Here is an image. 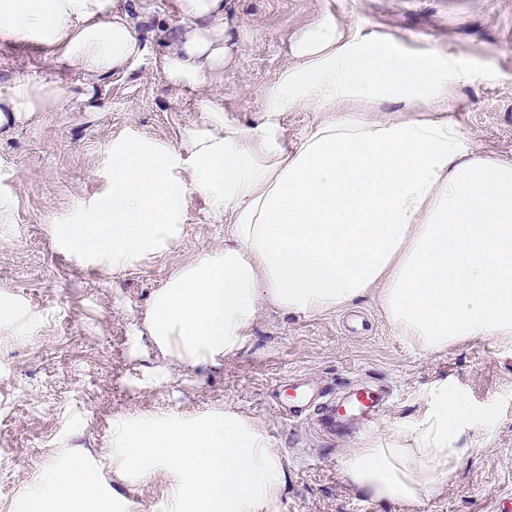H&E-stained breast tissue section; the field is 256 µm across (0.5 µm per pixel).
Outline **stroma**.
Returning <instances> with one entry per match:
<instances>
[{"mask_svg":"<svg viewBox=\"0 0 512 512\" xmlns=\"http://www.w3.org/2000/svg\"><path fill=\"white\" fill-rule=\"evenodd\" d=\"M122 2L140 19L144 48L124 73L91 83L42 45L0 43V94L21 74L71 90L53 110L0 126V512H18L35 485L72 465L97 477L111 512H164L175 474L160 466L145 480L126 475L114 422L224 410L254 421L281 462L272 512H496L512 503V346L476 338L424 351L396 333L371 293L318 316L261 302L242 349L216 365L182 364L146 332L153 297L199 255L231 243V224L191 195L173 244L120 271L76 259L57 237L60 226L90 223L92 201L111 192L113 140L185 151L207 103L225 128H260L268 88L324 21L472 75L449 81L439 102L384 100L368 112L350 103L341 117L448 120L474 156L512 162V0H225L223 71L178 85L164 74L182 29L177 0ZM322 118L278 113L282 149L295 151ZM294 379L314 394L296 418L284 413ZM443 382L466 401L469 426L468 452L440 490L415 503L380 501L350 483L348 451L414 425ZM355 386L383 394L376 424L330 434L327 408Z\"/></svg>","mask_w":512,"mask_h":512,"instance_id":"stroma-1","label":"stroma"}]
</instances>
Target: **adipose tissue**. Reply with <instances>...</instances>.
I'll use <instances>...</instances> for the list:
<instances>
[{"label": "adipose tissue", "instance_id": "adipose-tissue-1", "mask_svg": "<svg viewBox=\"0 0 512 512\" xmlns=\"http://www.w3.org/2000/svg\"><path fill=\"white\" fill-rule=\"evenodd\" d=\"M183 29L166 58L174 82H200L224 64V0H178ZM121 0H0V42H36L93 79L127 70L142 53ZM298 62L268 93L266 110L325 115L293 153L276 126L192 135L187 155L145 139L112 145V190L91 223L62 226L77 256L119 270L166 249L191 192L227 215L233 242L202 255L156 294L146 329L162 351L192 365L239 349L260 299L305 315L347 307L380 288L397 332L434 352L488 337L512 345V162L471 155L441 120L356 122L342 104L432 99L448 92L433 63L368 46L320 24ZM62 83L14 78L0 124L54 106ZM468 416L447 385L415 426L371 439L346 460L348 479L377 500L413 503L437 492L466 450ZM108 512L83 467L34 490L26 512Z\"/></svg>", "mask_w": 512, "mask_h": 512}]
</instances>
